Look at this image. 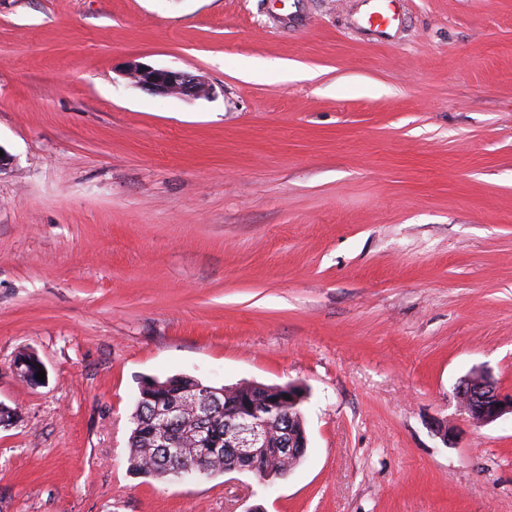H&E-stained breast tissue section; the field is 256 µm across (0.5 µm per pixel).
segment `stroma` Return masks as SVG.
Segmentation results:
<instances>
[{"mask_svg":"<svg viewBox=\"0 0 512 512\" xmlns=\"http://www.w3.org/2000/svg\"><path fill=\"white\" fill-rule=\"evenodd\" d=\"M382 2L0 0V512H512V0ZM174 374L303 384L301 463L133 472ZM125 75L137 86L160 96L184 99L207 98L211 93L209 83L200 75L181 69L155 68L138 60H129ZM26 355L33 358V360L36 362L35 368H32L30 366V364L26 358L19 357L14 363L13 370H14L15 374L18 377H20L22 380H24L26 383L33 385V386H38V385L42 384L43 382H41V380H37L35 378V375H36V373H39L40 369H43V371H45V379H46V375H47L46 368H45L44 364L42 363V361L36 355H34V354H26ZM456 396L472 426H484L508 414L512 418V392H502L482 370H475L465 376L458 384ZM150 389L139 392V399L133 417H137V426L131 429L129 437V465L133 471L165 479L162 474L166 470L165 448L160 445L175 446L169 435L162 429L158 434V443L155 444L152 432L158 425L153 413L154 403L150 398L164 397L176 398L181 388L191 385L192 382L187 376L174 375L160 380L158 378H146ZM142 383V384H143Z\"/></svg>","mask_w":512,"mask_h":512,"instance_id":"1","label":"stroma"}]
</instances>
